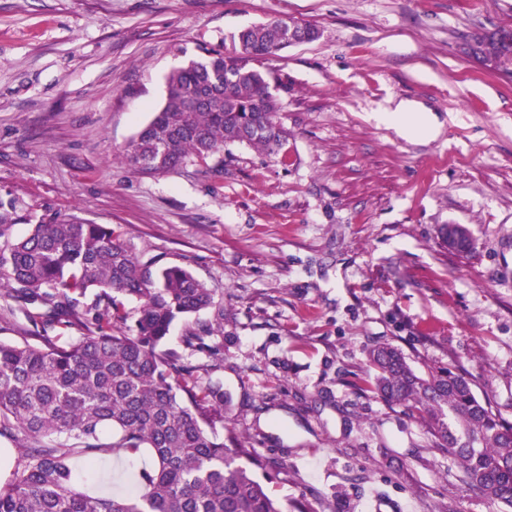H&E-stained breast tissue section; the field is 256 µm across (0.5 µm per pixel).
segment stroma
<instances>
[{
    "mask_svg": "<svg viewBox=\"0 0 512 512\" xmlns=\"http://www.w3.org/2000/svg\"><path fill=\"white\" fill-rule=\"evenodd\" d=\"M282 17L321 32L262 63L284 156L232 145L220 177L122 162L173 69ZM500 27L512 0H0V189L35 219L109 225L140 262L212 290L164 346L207 365L225 425L284 463L268 484L284 506L496 512L420 420L353 380L389 342L418 370L468 373L512 423V78L469 51ZM400 99L437 134L374 119ZM444 224L469 228L470 253L445 247ZM149 464L72 461L100 496Z\"/></svg>",
    "mask_w": 512,
    "mask_h": 512,
    "instance_id": "stroma-1",
    "label": "stroma"
}]
</instances>
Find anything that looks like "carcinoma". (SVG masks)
Returning a JSON list of instances; mask_svg holds the SVG:
<instances>
[{
    "label": "carcinoma",
    "instance_id": "1",
    "mask_svg": "<svg viewBox=\"0 0 512 512\" xmlns=\"http://www.w3.org/2000/svg\"><path fill=\"white\" fill-rule=\"evenodd\" d=\"M319 36L311 25L276 19L240 30L230 52L203 48L168 74L164 103L125 146L123 162L156 175L214 159L222 174L228 145L279 153L288 130L275 121L281 106L270 73L253 63ZM474 51L486 61L512 59V41L484 35ZM29 223L16 201L0 199V238ZM0 291L45 307L34 320L43 332L84 330L62 346L45 335L0 340V437L23 449L0 479V512H285L251 469L260 464L253 449L218 431L224 385L162 349L174 321L213 303L189 270L153 272L112 227L46 213L27 237L0 246ZM119 294L140 300L132 327ZM369 365L359 386L421 419L433 447L457 464L458 482L512 512V424L490 401L453 367L422 372L388 343L370 350ZM143 450L152 466L121 494L91 495L74 478L76 455L93 467L103 455Z\"/></svg>",
    "mask_w": 512,
    "mask_h": 512
}]
</instances>
